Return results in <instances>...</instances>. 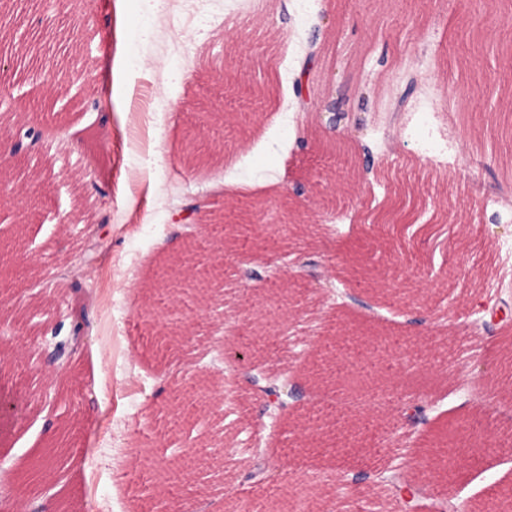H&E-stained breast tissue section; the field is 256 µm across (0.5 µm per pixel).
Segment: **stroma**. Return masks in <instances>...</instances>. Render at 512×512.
I'll return each instance as SVG.
<instances>
[{"label":"stroma","instance_id":"stroma-1","mask_svg":"<svg viewBox=\"0 0 512 512\" xmlns=\"http://www.w3.org/2000/svg\"><path fill=\"white\" fill-rule=\"evenodd\" d=\"M512 22V0H0V141L27 128L40 147L17 167L0 148V512H21L16 489L31 460L58 438L66 458L39 496L46 512H224L248 500L244 474L267 457L283 465L262 492L304 484L314 512H399L389 487L324 483L364 461L311 456L307 447L358 431L380 468L422 484L433 504L469 502L493 512L494 490L512 486V393L499 377L512 323L489 307L512 304V52L477 16ZM320 62L307 83L319 112L300 113L295 75L307 50ZM416 80L405 111L378 110L400 69ZM123 82L125 97L115 95ZM212 159L186 163L187 134ZM376 146L381 185L322 153L329 138ZM425 207L430 229L373 224L398 189ZM298 202L301 234L247 215L237 236L239 275L223 296L238 326L225 348L252 354L296 382L300 400L273 421L223 351L208 350L212 308L195 291L159 286L158 273L196 241L202 258L224 233L200 229L195 208ZM313 262L338 295L295 277ZM481 309L488 328L473 326ZM86 325L69 364L49 361V330ZM190 323L194 354L160 356L154 337ZM378 338L356 365L392 387L387 407L337 404L333 383L311 373L344 330ZM434 402L427 423L399 410L416 395ZM484 422L474 460L428 470L415 462L444 416Z\"/></svg>","mask_w":512,"mask_h":512}]
</instances>
